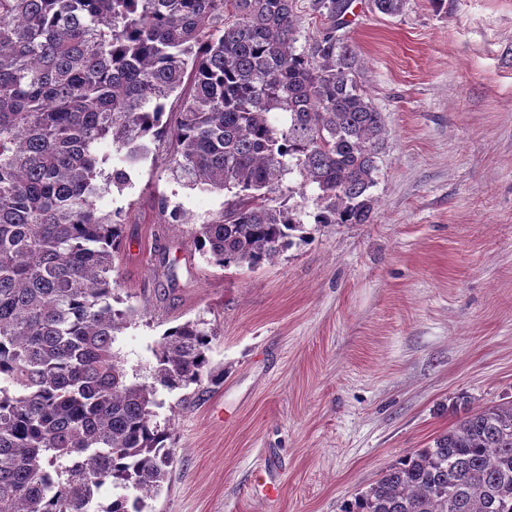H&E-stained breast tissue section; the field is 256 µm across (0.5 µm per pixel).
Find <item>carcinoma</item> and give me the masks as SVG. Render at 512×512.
I'll return each mask as SVG.
<instances>
[{
    "label": "carcinoma",
    "instance_id": "carcinoma-1",
    "mask_svg": "<svg viewBox=\"0 0 512 512\" xmlns=\"http://www.w3.org/2000/svg\"><path fill=\"white\" fill-rule=\"evenodd\" d=\"M294 3L0 0V512H144L176 461L157 393L223 383L200 321L164 333L149 382L113 351L135 311L114 308L121 211L97 201L133 186L151 143L174 142L184 185L235 191L196 232L216 266L257 269L291 245L300 223L269 205L291 159L314 223H371L386 128L337 34L351 0H311L330 25L300 52ZM458 409L344 512H512V401Z\"/></svg>",
    "mask_w": 512,
    "mask_h": 512
}]
</instances>
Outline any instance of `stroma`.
<instances>
[{"mask_svg": "<svg viewBox=\"0 0 512 512\" xmlns=\"http://www.w3.org/2000/svg\"><path fill=\"white\" fill-rule=\"evenodd\" d=\"M347 19L386 127L372 223H314L292 172L272 199L305 240L255 270L209 264L195 232L232 194L178 184L166 140L98 203L123 212L128 375L148 376L163 333L196 319L224 371L201 397L163 393L177 462L152 512H342L455 423L456 396L512 400V0H408L397 16L354 0ZM267 466L273 503L250 486Z\"/></svg>", "mask_w": 512, "mask_h": 512, "instance_id": "stroma-1", "label": "stroma"}]
</instances>
